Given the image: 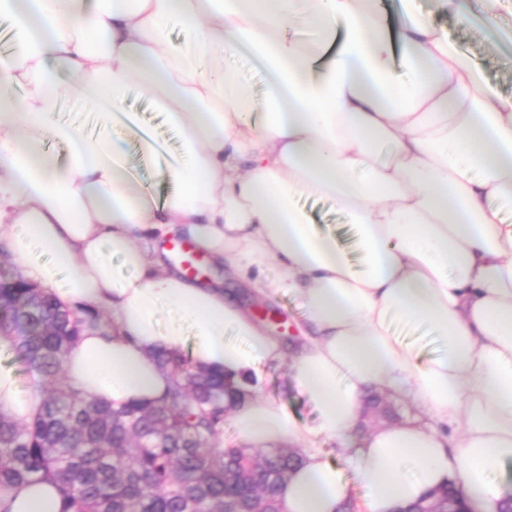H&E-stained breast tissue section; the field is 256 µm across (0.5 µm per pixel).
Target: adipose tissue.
Masks as SVG:
<instances>
[{"label": "adipose tissue", "mask_w": 512, "mask_h": 512, "mask_svg": "<svg viewBox=\"0 0 512 512\" xmlns=\"http://www.w3.org/2000/svg\"><path fill=\"white\" fill-rule=\"evenodd\" d=\"M297 19L314 40L283 35ZM2 21L0 242L61 306L110 316L69 351L71 388L116 408L158 401L172 379L154 352L187 350L194 368L246 381V399L227 406L239 444L301 455L282 512H339L347 467L359 512H400L449 485L499 512L512 461V98L444 30L407 8L388 22L379 0H0ZM174 22L198 31L193 51L163 39ZM240 55L268 74L263 97L225 68ZM134 78L179 132L181 157L158 166L131 113L99 118L135 136L171 186L162 197L117 142L57 112L65 95L120 102ZM304 196L351 216L359 261L297 206ZM172 235L244 281L277 263L282 276L260 292L300 297L294 357L221 284L170 267ZM399 322L432 329L439 351L407 343ZM287 358L312 423L262 394L263 366ZM372 392L422 415L354 443ZM40 402L0 368V410L29 420ZM60 510L48 482L0 492V512Z\"/></svg>", "instance_id": "adipose-tissue-1"}]
</instances>
